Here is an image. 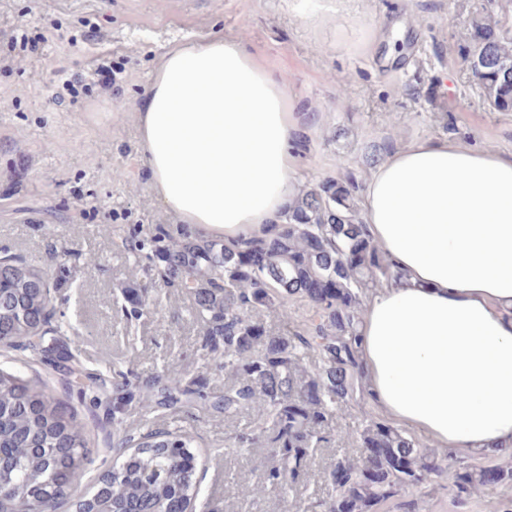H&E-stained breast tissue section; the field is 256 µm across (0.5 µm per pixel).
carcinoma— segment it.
<instances>
[{"label":"carcinoma","instance_id":"obj_1","mask_svg":"<svg viewBox=\"0 0 512 512\" xmlns=\"http://www.w3.org/2000/svg\"><path fill=\"white\" fill-rule=\"evenodd\" d=\"M460 53L496 112H512V0H492L471 20ZM359 182L351 174L329 177L301 192L288 206L285 222L262 240L228 247L185 231L176 238L162 228L132 245L145 253L146 273L163 288H181L194 298L201 324V355L217 362L224 391L205 390L203 373L174 368L144 382L133 372L118 373L113 392L139 395L144 411H204L237 415L256 404L261 417L237 436L239 448L270 449L272 464L263 479L235 483L229 492L255 499L265 485L288 493V480L327 442L316 427L353 392L360 371L358 329L363 296L394 275L367 234L357 208ZM55 285L50 269L24 257L0 256V345L48 352L45 337L58 332ZM126 316L151 313L156 299L140 288L122 289ZM315 309L310 334L294 341L274 336L263 316L272 311L288 322L296 299ZM317 350L324 367L309 372L303 355ZM113 405L117 460L95 490L76 501L79 512H185L199 494L196 436L182 430H150L138 437L119 431ZM374 453L360 463L339 462L330 474L336 495L326 512H372L400 489L443 473L426 460L399 430L372 422L356 433ZM87 432L69 404L40 379L0 367V504L29 512H54L84 476ZM487 471L462 466L455 485L475 490Z\"/></svg>","mask_w":512,"mask_h":512}]
</instances>
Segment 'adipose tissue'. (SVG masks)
Instances as JSON below:
<instances>
[{
  "instance_id": "adipose-tissue-1",
  "label": "adipose tissue",
  "mask_w": 512,
  "mask_h": 512,
  "mask_svg": "<svg viewBox=\"0 0 512 512\" xmlns=\"http://www.w3.org/2000/svg\"><path fill=\"white\" fill-rule=\"evenodd\" d=\"M134 118L154 195L199 236H267L299 191L313 125L242 39L168 48ZM362 196L394 271L360 319L371 404L441 447L512 452V154L416 139Z\"/></svg>"
}]
</instances>
